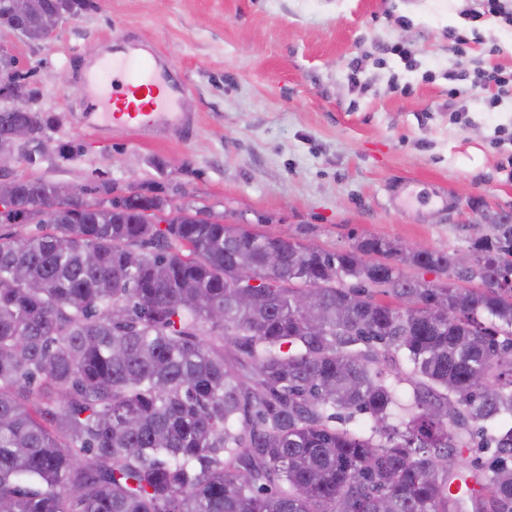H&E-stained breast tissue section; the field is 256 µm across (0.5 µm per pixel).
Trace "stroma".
<instances>
[{
	"label": "stroma",
	"mask_w": 512,
	"mask_h": 512,
	"mask_svg": "<svg viewBox=\"0 0 512 512\" xmlns=\"http://www.w3.org/2000/svg\"><path fill=\"white\" fill-rule=\"evenodd\" d=\"M93 2L38 43L0 26V50L34 91L28 108L50 119L38 164H10V177L106 184L116 198L152 189L330 253L364 237L464 252L474 224L488 234L485 217L512 215V98L465 94L449 112L448 32L470 23L448 0ZM131 32L186 77L178 110L192 133L81 121L74 60ZM480 35L470 59L495 44L512 69V28L489 19ZM393 44L417 67L383 53Z\"/></svg>",
	"instance_id": "obj_1"
}]
</instances>
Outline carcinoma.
<instances>
[{
    "label": "carcinoma",
    "mask_w": 512,
    "mask_h": 512,
    "mask_svg": "<svg viewBox=\"0 0 512 512\" xmlns=\"http://www.w3.org/2000/svg\"><path fill=\"white\" fill-rule=\"evenodd\" d=\"M7 2L32 41L91 5ZM17 125L47 119L0 112V145ZM179 212L14 182L0 224L44 231L0 234V512H454L477 438L497 448L477 512H512V216L472 241L486 287L463 289L401 269L454 252L327 253Z\"/></svg>",
    "instance_id": "carcinoma-1"
}]
</instances>
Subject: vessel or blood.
Returning a JSON list of instances; mask_svg holds the SVG:
<instances>
[{"label": "vessel or blood", "instance_id": "b4317fda", "mask_svg": "<svg viewBox=\"0 0 512 512\" xmlns=\"http://www.w3.org/2000/svg\"><path fill=\"white\" fill-rule=\"evenodd\" d=\"M112 70L108 95L96 90L97 68ZM188 84L183 77L163 80L159 60L149 49L120 43L108 44L96 68L86 71L84 112L107 116L129 128L146 132L157 126L164 115L175 113Z\"/></svg>", "mask_w": 512, "mask_h": 512}]
</instances>
